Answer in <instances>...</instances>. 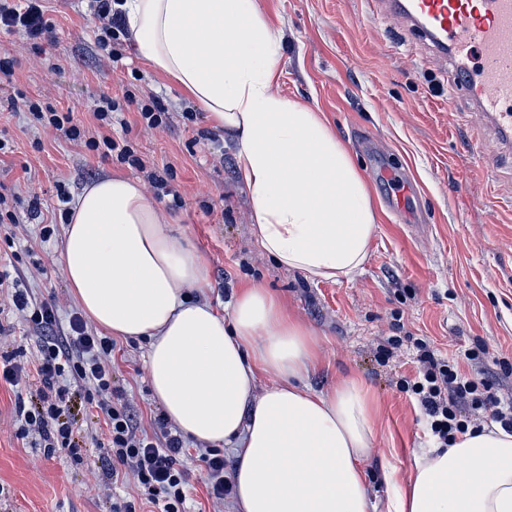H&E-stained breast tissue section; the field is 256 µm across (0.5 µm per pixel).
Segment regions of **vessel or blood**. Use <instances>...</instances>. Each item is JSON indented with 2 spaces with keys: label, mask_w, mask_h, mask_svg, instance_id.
Returning <instances> with one entry per match:
<instances>
[{
  "label": "vessel or blood",
  "mask_w": 512,
  "mask_h": 512,
  "mask_svg": "<svg viewBox=\"0 0 512 512\" xmlns=\"http://www.w3.org/2000/svg\"><path fill=\"white\" fill-rule=\"evenodd\" d=\"M447 62L449 100L469 101L502 139L512 138V0H380ZM378 178L395 184V206L408 212L412 185L388 168Z\"/></svg>",
  "instance_id": "vessel-or-blood-1"
}]
</instances>
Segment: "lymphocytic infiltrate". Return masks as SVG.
I'll use <instances>...</instances> for the list:
<instances>
[{
    "label": "lymphocytic infiltrate",
    "instance_id": "f902f5d3",
    "mask_svg": "<svg viewBox=\"0 0 512 512\" xmlns=\"http://www.w3.org/2000/svg\"><path fill=\"white\" fill-rule=\"evenodd\" d=\"M91 13L98 22L97 43L113 60H121L125 47L117 32L121 13L113 0H92ZM0 28L18 31L30 40H51L54 26L45 16L42 0H0ZM27 111L42 126L55 130L98 156L137 169L145 163L127 139L111 134L112 116L125 106H135L145 128L165 124L169 111L163 99L149 96L137 100L125 94L123 100L102 96L92 116L96 131L85 130L72 112H61L40 100L24 98ZM0 293L16 311L28 314L40 335V349L33 370L17 364L0 368V379L12 386L36 372L40 385L29 398H17L15 411L21 424L19 438L38 436L48 450L63 449L79 456L81 446L72 421L71 384H80L82 405L102 415L108 434L102 464L109 477L133 473L153 512H186L189 473L183 464L186 448L181 434L164 416H156L152 430L137 421L123 391L112 377V339L98 335L81 313H73L67 331L58 329V308L54 299L32 301L22 273L0 271ZM421 364L419 380L408 389L418 398L420 416L427 431L447 444L466 432L463 408L489 411L493 422L512 432V402L498 399L482 389L479 381L466 377L450 361L436 357L427 342H418Z\"/></svg>",
    "mask_w": 512,
    "mask_h": 512
}]
</instances>
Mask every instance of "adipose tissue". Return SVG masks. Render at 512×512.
<instances>
[{"label": "adipose tissue", "instance_id": "adipose-tissue-1", "mask_svg": "<svg viewBox=\"0 0 512 512\" xmlns=\"http://www.w3.org/2000/svg\"><path fill=\"white\" fill-rule=\"evenodd\" d=\"M144 58L237 145L263 251L310 279L336 280L368 257L376 213L348 148L319 113L275 89L279 35L256 0H121ZM82 311L113 336L149 341L154 399L184 437L231 448L237 512H512V433L470 430L429 449L408 480L373 460L377 408L345 378L299 386L316 368L310 331L266 288L239 290L228 313L192 297L203 255L125 176L72 200L60 253ZM277 383L264 393L261 375Z\"/></svg>", "mask_w": 512, "mask_h": 512}]
</instances>
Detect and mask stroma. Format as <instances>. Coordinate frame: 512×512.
<instances>
[{
    "label": "stroma",
    "instance_id": "obj_1",
    "mask_svg": "<svg viewBox=\"0 0 512 512\" xmlns=\"http://www.w3.org/2000/svg\"><path fill=\"white\" fill-rule=\"evenodd\" d=\"M280 32L276 90L321 113L348 147L366 180L377 226L363 267L350 278L312 281L271 260L255 241L251 193L235 167V145L211 131L205 112L179 86L155 70L137 46L111 61L93 32L95 22L80 0H46L54 39L34 52L21 34L0 32V53L14 61L0 77V137L12 150L0 155V185L22 198L14 236L0 235V267L17 260L35 299L55 296L61 320L78 304L59 259L61 238L42 242L39 227L59 222L56 186L77 194L93 180L137 179L174 233L206 259L204 295L226 303L232 293L258 283L281 300L313 334L319 365L308 378L324 389L342 378L360 379L380 407L374 456H391L401 476L429 437L404 382L418 371L416 340L444 358L474 348L483 355L461 361L466 376L488 383L498 398L512 399V176L486 180V161L506 149L494 138L475 147V113L448 109V72L440 59L401 23L384 18L375 0H258ZM59 109H72L85 124L102 94L156 95L166 101V126L144 128L136 112L121 113L112 134L127 137L147 163L138 170L101 162L51 129L41 128L25 107L10 108L16 93ZM194 120H187V113ZM400 163L419 192L411 205L417 223H405L388 200L392 185L375 178L379 163ZM172 168L181 197H156L148 174ZM38 198L40 216L27 202ZM0 297V363L32 365L39 341L24 318ZM112 372L143 426L160 408L145 364L147 343L117 339ZM16 389L0 381V512H112V500L136 499L133 477L114 483L101 468L102 419L76 411L79 457L47 454L34 438L16 436ZM189 512H234L232 499L209 500L199 461L205 447L189 442Z\"/></svg>",
    "mask_w": 512,
    "mask_h": 512
}]
</instances>
